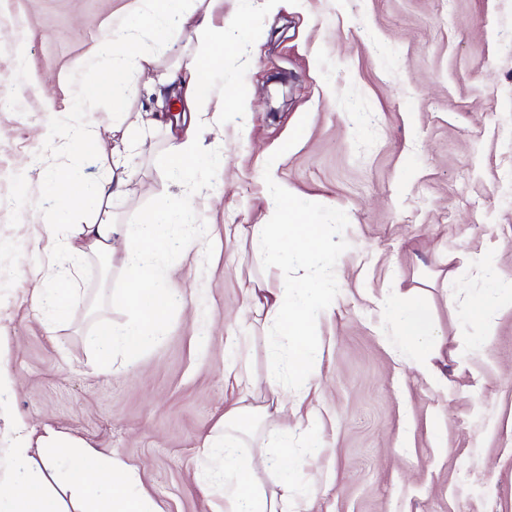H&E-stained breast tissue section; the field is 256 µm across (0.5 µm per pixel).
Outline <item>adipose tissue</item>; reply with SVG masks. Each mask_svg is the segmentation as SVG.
<instances>
[{"instance_id": "1", "label": "adipose tissue", "mask_w": 512, "mask_h": 512, "mask_svg": "<svg viewBox=\"0 0 512 512\" xmlns=\"http://www.w3.org/2000/svg\"><path fill=\"white\" fill-rule=\"evenodd\" d=\"M143 9L131 13L125 23L127 33L151 28L161 44L172 43L185 24H192L198 43L195 60L187 64V76L171 70L147 88L146 97L155 99L157 109L145 113L136 123L128 125L124 138L135 141L150 131L166 128L163 107L167 98L183 93L191 113L209 112L214 97V79L224 69L223 57L212 50L213 13L223 8L224 0H196L186 8V0H145ZM151 57L128 53L112 66V78L107 83L85 91L84 103L96 97L112 98V110L121 114L127 108L129 71L151 64ZM206 151L204 138L195 127H187L178 137H172L166 150L157 156L156 164L179 184L190 183ZM129 172L124 165L110 167L108 180L100 185L78 186L58 179L55 184L59 216L84 208L89 201L108 205L124 191ZM193 207L188 203L166 206L153 211L136 228L112 223L111 219L95 220L78 225L64 244L67 263L49 266L46 278L62 282L74 276L75 266L90 255L112 258L120 254L121 264L129 277V286L113 294V304L138 309L136 320L112 330L125 358H136L142 351L146 336L159 334L168 316L169 295L165 288L154 285L150 257L164 242L173 226L186 223ZM331 228L326 224L305 222L302 212L290 196H282L280 220L274 224H256L251 228L254 247L270 248L289 240L291 251L281 254L279 263H287L290 255L306 261L327 255ZM292 289L287 283L271 286L267 281L246 289L245 300L256 314L274 319L278 335L287 337V346L271 344L266 388L268 406L280 421V445L294 447L297 441L308 440L297 417L298 405L308 394L307 382L314 379L313 312L323 304L324 290L309 286L301 291L302 301L292 304L288 296ZM400 335L416 346L414 359L419 371L428 379H439L435 366L436 328L427 309L420 304H406L394 311ZM292 371L302 380L296 393H289L284 377ZM250 412L235 405L225 411L220 424L223 428L224 482L222 496L224 512H294L297 504L296 470L282 471L275 490L258 491L247 456L242 453L246 429L244 421ZM15 434L11 447L0 448V460L9 467L0 475V512H155L152 500L133 477V469L122 459L100 454L90 445L74 441L53 430L33 435L24 423L12 422ZM64 477L70 492L69 504L51 493L48 486L57 477Z\"/></svg>"}]
</instances>
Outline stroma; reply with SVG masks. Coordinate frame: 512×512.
<instances>
[{
  "label": "stroma",
  "instance_id": "1",
  "mask_svg": "<svg viewBox=\"0 0 512 512\" xmlns=\"http://www.w3.org/2000/svg\"><path fill=\"white\" fill-rule=\"evenodd\" d=\"M132 0H0V336L14 393L7 419L50 427L122 458L158 512H218L195 478L200 449L225 409L265 399L274 327L245 304L251 279L296 288L323 282L316 314V451L268 447L279 428L249 437L254 476L274 487L299 468L301 512H512V310L493 338L467 303L477 269L512 279V0H224L223 104L205 118L219 165L203 162L179 189L154 163L165 133L130 143L112 129V101L92 107L81 86L104 81L99 43L125 24ZM191 30L160 47L149 31L117 47L155 57L131 85L190 61ZM98 128L95 156L62 149L68 129ZM59 144L47 156L50 144ZM276 154L268 172V154ZM50 157L73 183L101 182L127 163L112 219L136 224L186 194L194 221L174 227L154 260L170 294L161 335L127 362L101 328L137 310L113 306L128 276L106 259L81 264L67 321L48 324L33 277L67 234L53 220ZM289 190L309 222L328 224L335 261H255L251 227L277 218ZM205 233L207 250L195 245ZM422 288L440 336L445 382L414 366L381 300ZM221 471V458L208 462Z\"/></svg>",
  "mask_w": 512,
  "mask_h": 512
}]
</instances>
